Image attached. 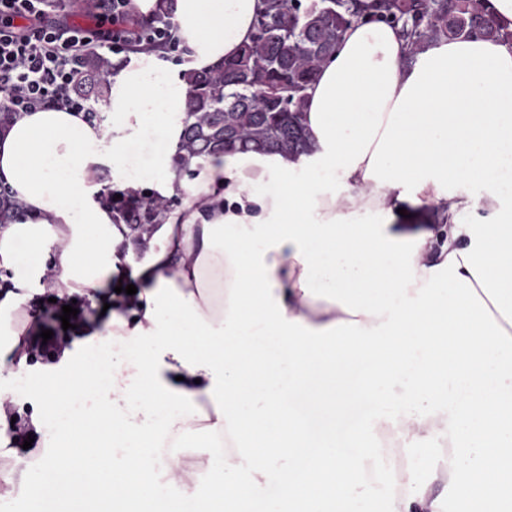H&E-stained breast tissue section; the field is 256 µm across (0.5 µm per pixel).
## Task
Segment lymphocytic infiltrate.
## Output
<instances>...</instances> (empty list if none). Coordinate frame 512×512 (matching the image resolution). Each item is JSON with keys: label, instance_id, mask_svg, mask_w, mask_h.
Listing matches in <instances>:
<instances>
[{"label": "lymphocytic infiltrate", "instance_id": "1", "mask_svg": "<svg viewBox=\"0 0 512 512\" xmlns=\"http://www.w3.org/2000/svg\"><path fill=\"white\" fill-rule=\"evenodd\" d=\"M132 0H0V111L60 108L93 112L74 89L88 55L172 53L167 14L139 21Z\"/></svg>", "mask_w": 512, "mask_h": 512}]
</instances>
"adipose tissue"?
I'll return each mask as SVG.
<instances>
[{
    "instance_id": "adipose-tissue-1",
    "label": "adipose tissue",
    "mask_w": 512,
    "mask_h": 512,
    "mask_svg": "<svg viewBox=\"0 0 512 512\" xmlns=\"http://www.w3.org/2000/svg\"><path fill=\"white\" fill-rule=\"evenodd\" d=\"M260 3L174 0L180 56L132 55L103 119L42 109L0 131V184L22 211L0 226V335L18 365L0 405L47 394L32 425L52 450L0 484L25 477L28 512H177L152 451L199 439L215 454L204 491L185 488L196 512H250L273 482L272 512H358L371 460L444 448L428 473L392 470L383 512H512V43L441 40L410 63L394 28L353 24L305 92L308 154L232 149L180 170L184 75L235 56ZM112 183L181 206L136 243L102 200ZM403 202L438 227L395 223ZM476 208L486 222L462 223ZM125 272L143 288L105 324L101 360H78L73 382L26 371L17 309L36 293L96 302ZM297 396L320 431L289 413ZM362 402L365 425L342 432Z\"/></svg>"
}]
</instances>
